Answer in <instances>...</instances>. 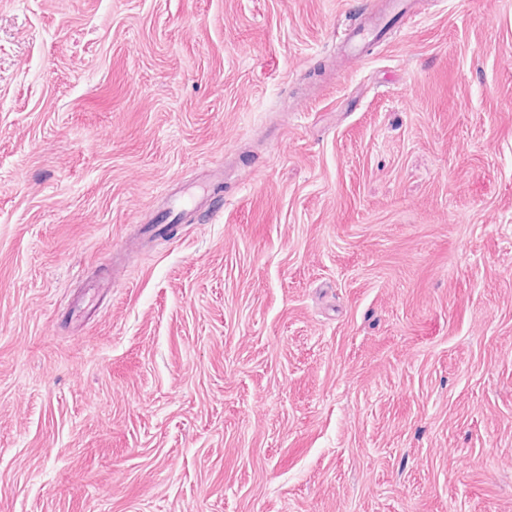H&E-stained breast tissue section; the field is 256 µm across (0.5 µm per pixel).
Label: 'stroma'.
Listing matches in <instances>:
<instances>
[{
    "label": "stroma",
    "instance_id": "35a3bbf8",
    "mask_svg": "<svg viewBox=\"0 0 512 512\" xmlns=\"http://www.w3.org/2000/svg\"><path fill=\"white\" fill-rule=\"evenodd\" d=\"M383 3L0 0V512H512V0ZM380 29V17L372 15L369 23L354 33L349 41V54L352 59H357L359 55V49L362 44L370 39H375Z\"/></svg>",
    "mask_w": 512,
    "mask_h": 512
}]
</instances>
